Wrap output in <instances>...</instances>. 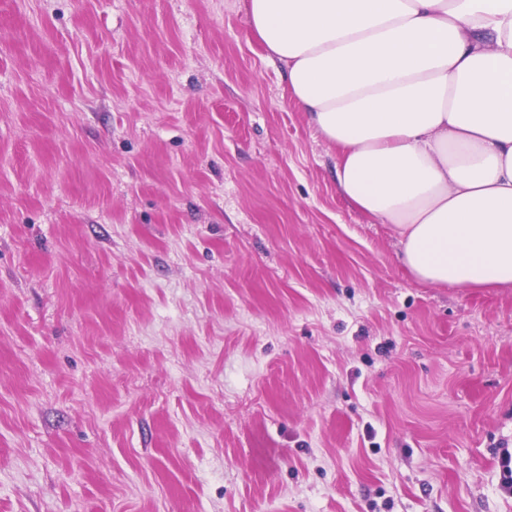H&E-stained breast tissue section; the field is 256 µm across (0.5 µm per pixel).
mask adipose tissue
Returning <instances> with one entry per match:
<instances>
[{"instance_id":"ef3b65f1","label":"adipose tissue","mask_w":512,"mask_h":512,"mask_svg":"<svg viewBox=\"0 0 512 512\" xmlns=\"http://www.w3.org/2000/svg\"><path fill=\"white\" fill-rule=\"evenodd\" d=\"M254 34L414 279L512 288V0H247Z\"/></svg>"}]
</instances>
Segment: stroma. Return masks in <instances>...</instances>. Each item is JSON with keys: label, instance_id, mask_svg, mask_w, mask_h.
I'll return each mask as SVG.
<instances>
[{"label": "stroma", "instance_id": "stroma-1", "mask_svg": "<svg viewBox=\"0 0 512 512\" xmlns=\"http://www.w3.org/2000/svg\"><path fill=\"white\" fill-rule=\"evenodd\" d=\"M335 163L246 0H0V512H512V288Z\"/></svg>", "mask_w": 512, "mask_h": 512}]
</instances>
